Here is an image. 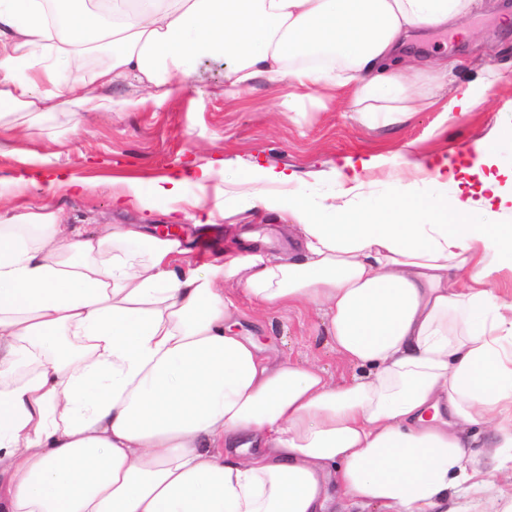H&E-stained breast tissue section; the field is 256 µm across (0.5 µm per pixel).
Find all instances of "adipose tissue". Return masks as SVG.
<instances>
[{
  "label": "adipose tissue",
  "instance_id": "obj_1",
  "mask_svg": "<svg viewBox=\"0 0 512 512\" xmlns=\"http://www.w3.org/2000/svg\"><path fill=\"white\" fill-rule=\"evenodd\" d=\"M0 0V113L31 128L137 108L106 87L134 80L163 102L199 57L224 61V93L252 82L350 88L389 124L412 95L413 28L475 0ZM103 65L88 70L93 56ZM472 168L414 162L369 192L389 158H345L331 191L255 166L232 195L286 219L288 249L259 233L223 262L182 267L175 241L139 224L86 233L47 204L0 221V512H512V123ZM180 177L123 180L116 206L191 208ZM81 191L30 169L0 192ZM235 281L257 308L323 310L354 373L267 355L236 331ZM485 436L484 452L472 449Z\"/></svg>",
  "mask_w": 512,
  "mask_h": 512
}]
</instances>
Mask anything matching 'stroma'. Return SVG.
<instances>
[{"instance_id": "obj_1", "label": "stroma", "mask_w": 512, "mask_h": 512, "mask_svg": "<svg viewBox=\"0 0 512 512\" xmlns=\"http://www.w3.org/2000/svg\"><path fill=\"white\" fill-rule=\"evenodd\" d=\"M486 8L470 16L471 39L455 30L422 26L416 31L415 50L425 64L426 76H434L441 61H458L449 71L448 83L437 102L422 112L409 113L403 123L369 125L351 106L322 105L318 93L306 92L294 109L281 101L293 92L291 83L270 84L257 79L249 93L224 94V61L204 57L197 61L187 88L165 103H156L146 90L123 82L112 86L114 99L141 98L133 112L90 115L73 128L67 115H57L43 131L29 132L19 115L0 118V178L18 175L25 160L45 163L46 170L88 179L84 193L58 192L51 200L65 223L91 227L105 224H142L154 230L175 225L182 241L184 262L197 267L223 255L231 224L272 231L269 217L248 212L224 218V176L240 174L259 165L295 171L306 184L319 188L329 183L331 167L350 155L381 154L394 163L404 156L448 157L460 166L474 163L473 152L462 143L486 138L498 119L512 118V24L502 15L512 14V0H487ZM480 89L481 99L465 113L445 112L459 88ZM216 169L206 189L186 183V199L200 200L195 219L175 222L167 215L166 201L149 208L115 207L112 180L141 179L150 184L163 176L182 174L215 161ZM211 218L201 227L203 218ZM239 307L238 330L257 337L268 354L286 356L301 364L312 363L335 381L347 378L350 367L332 349L326 320L319 310L302 306L287 313L257 311L239 293L234 282L224 284Z\"/></svg>"}]
</instances>
